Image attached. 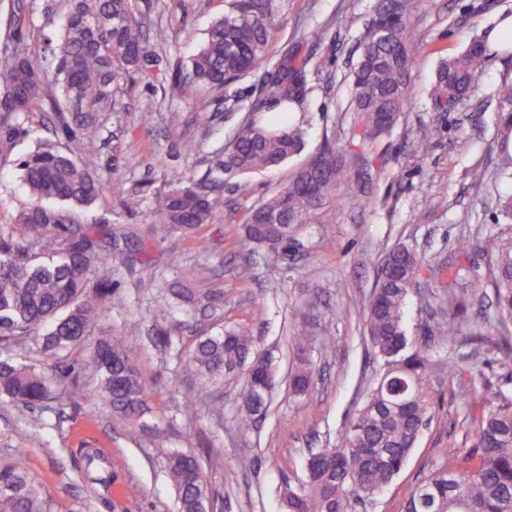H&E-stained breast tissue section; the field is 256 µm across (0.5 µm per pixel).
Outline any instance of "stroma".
Listing matches in <instances>:
<instances>
[{
    "mask_svg": "<svg viewBox=\"0 0 512 512\" xmlns=\"http://www.w3.org/2000/svg\"><path fill=\"white\" fill-rule=\"evenodd\" d=\"M375 2L284 0L274 21L275 54L296 45L317 65L310 73L312 91L305 104L306 152L280 168L237 176L225 184L223 217L201 230L208 244L206 256H199L190 241L161 240L149 249L145 263L119 268L115 274L125 306L112 310L106 323L127 337L131 358L149 380L151 405L166 430V442L146 434L131 440L109 409L91 398L82 351L58 363L68 376L71 395L55 412L0 407V458L25 447L52 512H176L166 470V456L173 448L192 450L207 461L222 512H283L284 480L302 476L311 451L335 443L358 409L367 383L381 372L366 339L362 307L376 285L382 251L404 243L424 253L431 265L445 268L461 261L457 246L462 239L487 234L512 238V221L496 207L498 194L512 190V181L493 177L478 186L469 176L471 169L496 167L501 145L496 92L502 80H512V50L491 51L475 74L469 98L450 111L436 109L430 99L441 57L457 54L476 39L490 41L499 22L512 17V0H425L416 23L426 46L413 70L409 105L376 154L366 156V178L351 181L343 190L328 223L305 225L293 247L275 259L266 249L227 233L230 216L288 181L325 138L356 148L350 52L372 18ZM137 3L153 24L167 31L166 41H147L157 70L164 73L189 60L224 12V0ZM17 5L25 14V44L37 59H44L43 41L59 34L69 0H0V38L8 13ZM321 25L328 26L331 40L314 48L302 43L304 31ZM260 83V77L249 76L228 86L226 94L239 100L232 110L224 103L225 94L189 101L165 81L128 85L115 112L107 115L99 141L84 154L92 168L125 189L144 190L146 202L129 216L120 197L109 192L95 206L77 212V219L86 224H146L172 172L207 182L217 151L257 101ZM198 112L212 114L209 128L194 124ZM175 124L184 130L178 142L168 137ZM422 126L433 129L436 137L423 157L413 144ZM245 256L255 268L249 282L237 278ZM200 261L219 304L189 317L174 312L163 320L180 323L174 343L182 348L218 317L251 328L258 351L272 361L278 384L265 415L246 435L234 422L239 380L224 382L223 425L188 418L183 400L191 383L172 353L151 343L155 325L163 321L155 312L159 287L178 267ZM465 264V274L454 285L463 304L461 331L429 338L425 345L434 359L463 358L465 384L449 386L440 369L426 375L422 390L434 418L373 512H399L406 491L443 464L449 449L471 445L473 429L464 418V401H480L494 390L512 396V355L478 341L488 326L484 305L493 298L487 261L474 252ZM296 321L327 344L324 352L311 354L320 374L301 398L288 385L296 362L291 341ZM89 451L103 456L112 473L109 487L89 481L84 464Z\"/></svg>",
    "mask_w": 512,
    "mask_h": 512,
    "instance_id": "stroma-1",
    "label": "stroma"
}]
</instances>
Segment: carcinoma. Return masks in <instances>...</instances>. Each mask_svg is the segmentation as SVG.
<instances>
[{"label": "carcinoma", "mask_w": 512, "mask_h": 512, "mask_svg": "<svg viewBox=\"0 0 512 512\" xmlns=\"http://www.w3.org/2000/svg\"><path fill=\"white\" fill-rule=\"evenodd\" d=\"M423 0H377L366 24L352 70L355 114L353 137L373 154L405 112L412 71L424 43L413 20ZM282 0H225L224 16L210 27L189 64L170 75L173 89L194 100L257 73H268L276 39L274 19ZM25 17L15 9L7 20L8 35L0 45V169L14 166L34 202L0 224V405L51 407L66 393L57 372L31 361L34 353L62 360L93 343L83 363L93 386L92 396L107 405L112 418L131 428L146 427L153 415L149 383L128 355L125 337L112 336L100 324L109 309L124 305L112 280V264L125 265L146 253L145 242L178 237L194 239L206 224L224 214V177L280 167L306 146L302 111L308 93L311 55L297 48L284 54L277 73L269 76L265 98L253 108L215 162L214 187L202 188L182 174L170 179V189L153 210L154 223L137 245H120L119 234L107 224H83L65 206L88 207L102 198L106 182L74 148L42 142L20 158L18 143L34 126L50 119L57 136L84 144L96 140L102 116L115 109L114 89L135 79L151 85L159 80L148 64L144 44L147 23L134 0H72L62 35L50 44V65L40 66L21 44ZM487 60V48L472 41L461 53L444 59L438 69L436 92H447L457 104L471 89L477 69ZM503 141L496 175L512 179V81L498 88ZM435 143L423 126L415 150L424 156ZM360 155L327 140L310 162L297 169L286 184L259 199L237 219L244 238L279 255L288 250L305 224L326 221L337 193L362 175ZM112 192L124 197L133 213L142 192ZM478 251L488 260L494 283V315L489 321L512 322V239L493 235L460 244L463 259ZM425 256L407 245L388 250L379 266L377 283L366 304V330L374 358L383 373L370 389L336 443L307 458L305 478L282 491L285 512H365L404 468L423 430L432 422L421 385L432 368L412 345L406 307L420 294ZM217 295L202 287L198 274L185 273L161 288L164 309L186 313L211 305ZM460 305L448 292V312L429 332L450 336L460 331ZM292 341L298 365L289 386L298 396L314 385L317 368L310 349L321 351L303 325ZM181 371L200 388L185 401L187 414L223 420L219 387L226 378L242 381L235 423L241 432L254 426L259 400H269L276 388L271 365L254 346L251 329L219 324L196 336L175 354ZM476 425L471 448L463 454L448 449V464L436 468L411 488L402 512H512V398L500 391L483 398L479 414L468 412ZM168 476L178 512H214L215 503L203 462L181 449L167 457ZM52 504L31 475L26 449L18 448L0 461V512H51Z\"/></svg>", "instance_id": "carcinoma-1"}]
</instances>
